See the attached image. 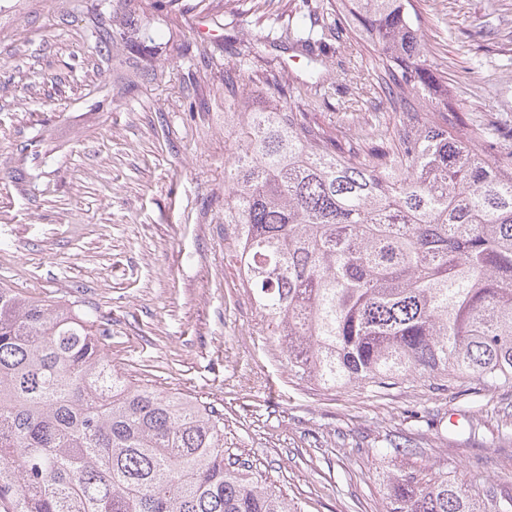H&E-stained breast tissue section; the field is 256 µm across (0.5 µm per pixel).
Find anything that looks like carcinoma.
Returning <instances> with one entry per match:
<instances>
[{
  "mask_svg": "<svg viewBox=\"0 0 512 512\" xmlns=\"http://www.w3.org/2000/svg\"><path fill=\"white\" fill-rule=\"evenodd\" d=\"M404 111L385 132L325 125L281 103L252 111L240 67L224 166V223L241 285L288 369L325 388L475 381L512 388V157L495 126L460 136L426 59L413 0H342ZM326 26L288 39L323 48ZM85 312L0 287V512H298L267 479L224 462V418L112 366ZM386 512H512V489L446 473L386 476Z\"/></svg>",
  "mask_w": 512,
  "mask_h": 512,
  "instance_id": "1",
  "label": "carcinoma"
}]
</instances>
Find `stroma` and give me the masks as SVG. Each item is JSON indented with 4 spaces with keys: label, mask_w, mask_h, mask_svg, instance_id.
<instances>
[{
    "label": "stroma",
    "mask_w": 512,
    "mask_h": 512,
    "mask_svg": "<svg viewBox=\"0 0 512 512\" xmlns=\"http://www.w3.org/2000/svg\"><path fill=\"white\" fill-rule=\"evenodd\" d=\"M314 4L336 21L337 0H0V287L93 314L113 365L223 414L225 460L301 512H385L394 438L420 449L410 466L511 488V389L298 380L225 255V67L254 109L268 74H315L326 96L297 108L329 123L352 65L359 108L396 109L366 43L311 65L281 41ZM415 4L460 132L495 124L512 145V0Z\"/></svg>",
    "instance_id": "obj_1"
}]
</instances>
